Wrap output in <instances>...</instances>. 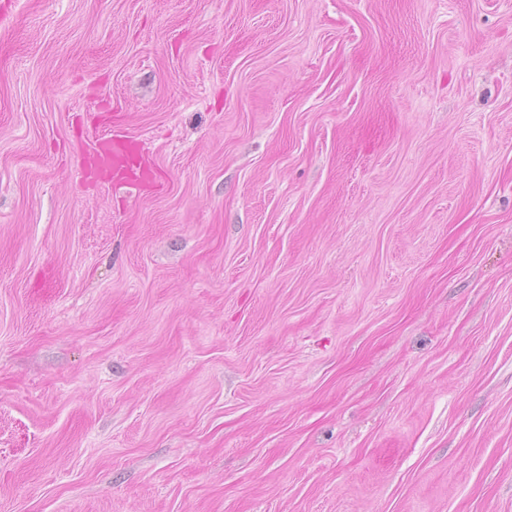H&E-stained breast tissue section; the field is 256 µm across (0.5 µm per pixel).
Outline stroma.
<instances>
[{"instance_id":"stroma-1","label":"stroma","mask_w":512,"mask_h":512,"mask_svg":"<svg viewBox=\"0 0 512 512\" xmlns=\"http://www.w3.org/2000/svg\"><path fill=\"white\" fill-rule=\"evenodd\" d=\"M0 512H512V0H0ZM86 175L95 174L106 183L140 189L147 176L145 164L139 162L137 148L123 136H96L82 158Z\"/></svg>"}]
</instances>
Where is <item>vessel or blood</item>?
Masks as SVG:
<instances>
[{"label": "vessel or blood", "mask_w": 512, "mask_h": 512, "mask_svg": "<svg viewBox=\"0 0 512 512\" xmlns=\"http://www.w3.org/2000/svg\"><path fill=\"white\" fill-rule=\"evenodd\" d=\"M82 166L85 174H94L105 182L131 189L141 188L147 176L136 147L118 134L94 137Z\"/></svg>", "instance_id": "obj_1"}]
</instances>
